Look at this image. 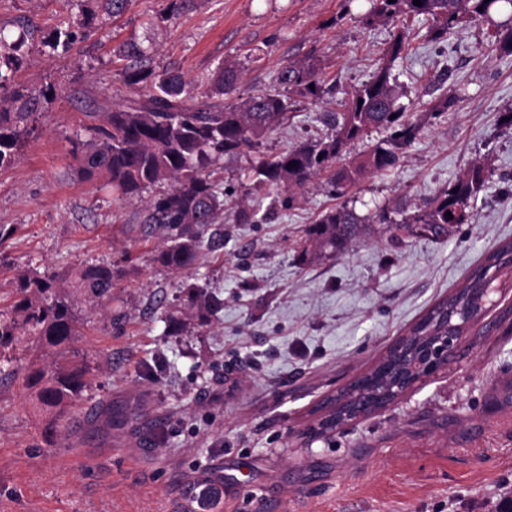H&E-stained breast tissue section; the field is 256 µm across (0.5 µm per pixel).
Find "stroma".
<instances>
[{
    "label": "stroma",
    "instance_id": "35a3bbf8",
    "mask_svg": "<svg viewBox=\"0 0 512 512\" xmlns=\"http://www.w3.org/2000/svg\"><path fill=\"white\" fill-rule=\"evenodd\" d=\"M168 0H133L68 52L47 35L80 17V0H0V30L27 29L16 84L51 87L13 161L0 167V305L17 276L38 268L124 267L107 308L76 302L77 348L89 385L68 430L46 442L21 379L0 382V512H467L512 486V270L496 273L486 319L464 355L416 383L396 403L311 439L305 430L327 395L369 371L430 308L460 288L487 254L512 241V55L492 51L486 23L428 42L418 18L364 26L369 0H204L168 13ZM408 34L392 73L412 113L453 89L447 116L425 123L399 164L363 178L344 198L314 187L287 210L253 191L249 156L215 173L228 195L222 223L207 226L197 265L154 262L160 230L140 205L85 179L72 139L98 112L140 98L123 80L115 48L153 42L155 68L206 79L225 60L245 70L242 93L271 89L278 68L316 53L343 90L370 79L397 30ZM320 110L300 105L258 148L273 155L325 138ZM477 160L492 174L468 223L441 240L384 224L342 254L300 264L304 230L338 203L357 214L405 199L414 206ZM261 220L238 224L236 202ZM217 295L207 324L188 309L189 287ZM122 314L111 325L105 309ZM176 316L180 333H166ZM128 416L107 427L108 407Z\"/></svg>",
    "mask_w": 512,
    "mask_h": 512
}]
</instances>
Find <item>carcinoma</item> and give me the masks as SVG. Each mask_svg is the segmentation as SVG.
I'll return each instance as SVG.
<instances>
[{"mask_svg":"<svg viewBox=\"0 0 512 512\" xmlns=\"http://www.w3.org/2000/svg\"><path fill=\"white\" fill-rule=\"evenodd\" d=\"M370 0L365 22L372 26L399 18L421 17L428 22L427 36L440 39L475 21H492L491 13L512 12V0ZM106 17L125 13L132 0H97ZM95 10L88 8L77 27L55 29L48 46L68 50L77 41H87L98 26ZM493 47L512 55V21L494 23ZM21 40L9 41L0 35V167L11 163L19 141L36 112L50 103V87L29 89L12 84L16 52ZM405 48V35L398 32L387 51L388 60L369 80L338 101L340 109L322 113L331 128L324 140L293 145L275 155L252 160L248 179L254 190L277 191L271 202L287 210L294 206L296 191L327 175L333 195L343 196L365 176L393 168L404 149L417 138L422 124L409 117L400 103L392 63ZM127 61L122 77L135 89L145 88V99L133 104H114L98 113L100 123L87 128L84 148L76 150L80 173L87 179L103 178L105 186L122 200L141 202L142 223L165 232L166 242L154 261L171 270L194 266L203 249L202 231L216 223L224 212V193L212 178L214 166L224 157L247 154L261 140L280 127L297 101L313 106L331 104L326 95L333 88L324 83L321 60L310 55L301 63H287L276 73L278 89L242 96L243 69L226 62L208 79L207 87L187 78L176 68L161 71L151 66V55L141 44L128 41L118 50ZM227 96L230 101L214 102ZM396 118H391V115ZM374 133L384 137L360 157L345 164L347 148ZM294 166H289V163ZM487 166L473 164L455 182L436 192L422 205L408 210L384 204L373 214L359 215L346 205L333 207L305 229L300 252L303 263H311L326 253L341 254L370 224H391L409 236L443 238L456 224H467L470 203L482 191ZM168 188L145 200L141 193L158 185ZM506 256L512 257V242L489 254L479 268L481 275L467 280L461 290L432 307L413 327L415 336H453L461 333L457 313L485 294L487 274ZM124 269L110 264L88 266L76 275L55 271H33L19 277L16 297L7 310L0 309V349L13 344L20 335L37 337L44 357L30 361L22 375V385L32 397L34 410L45 418L44 435L55 438L69 427L74 407L88 386L90 366L78 359L73 344L79 336V315L71 300V289L79 290L90 303L106 306L112 288ZM217 305L214 296L192 289L188 306L205 316ZM417 341L410 340L394 355L392 370L401 371L414 358ZM348 404L336 407L331 417L320 423L322 431H332L351 417Z\"/></svg>","mask_w":512,"mask_h":512,"instance_id":"obj_1","label":"carcinoma"}]
</instances>
